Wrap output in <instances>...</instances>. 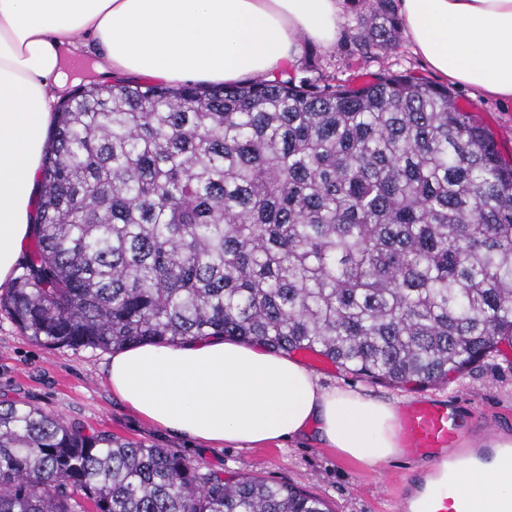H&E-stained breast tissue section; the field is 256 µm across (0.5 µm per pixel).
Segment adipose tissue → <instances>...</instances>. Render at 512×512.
Returning a JSON list of instances; mask_svg holds the SVG:
<instances>
[{"instance_id":"ef3b65f1","label":"adipose tissue","mask_w":512,"mask_h":512,"mask_svg":"<svg viewBox=\"0 0 512 512\" xmlns=\"http://www.w3.org/2000/svg\"><path fill=\"white\" fill-rule=\"evenodd\" d=\"M341 0H0V286L37 217L45 131L67 67L165 82L272 81L302 42L330 46ZM415 52L449 83L512 100V0H402ZM113 394L154 426L218 447L257 448L314 432L368 465L401 448L395 402L327 387L302 362L214 336L115 350Z\"/></svg>"}]
</instances>
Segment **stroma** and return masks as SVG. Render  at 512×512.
Here are the masks:
<instances>
[{
	"label": "stroma",
	"mask_w": 512,
	"mask_h": 512,
	"mask_svg": "<svg viewBox=\"0 0 512 512\" xmlns=\"http://www.w3.org/2000/svg\"><path fill=\"white\" fill-rule=\"evenodd\" d=\"M359 10L357 0H343L336 41L324 47L309 43L292 69L298 75L331 84L357 87L380 72L409 73L438 82L412 50L407 38L396 48L360 56L350 42ZM459 107L474 112L493 132L505 157H512V102L482 98L460 85L450 88ZM110 352L91 348H48L31 341L0 306V401L28 402L61 417L84 432L107 431L115 436L165 448L192 466L224 477L251 475L289 484L326 499L333 512H396L405 477L427 473L430 464L419 457L399 455L376 467L338 456L314 436L263 448L216 447L158 429L113 396L106 380ZM326 385L350 386L380 399L405 403L432 395L477 415L478 424L466 434L474 442L486 433L512 437V345L501 344L457 379L432 385L391 387L364 381L336 365L316 367Z\"/></svg>",
	"instance_id": "obj_1"
}]
</instances>
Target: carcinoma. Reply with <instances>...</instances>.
I'll return each instance as SVG.
<instances>
[{
  "label": "carcinoma",
  "mask_w": 512,
  "mask_h": 512,
  "mask_svg": "<svg viewBox=\"0 0 512 512\" xmlns=\"http://www.w3.org/2000/svg\"><path fill=\"white\" fill-rule=\"evenodd\" d=\"M357 2L356 51L395 48L394 0ZM38 209L3 302L43 345L224 336L403 386L512 344V162L410 75L85 85L54 114ZM0 512L331 510L14 403Z\"/></svg>",
  "instance_id": "1"
}]
</instances>
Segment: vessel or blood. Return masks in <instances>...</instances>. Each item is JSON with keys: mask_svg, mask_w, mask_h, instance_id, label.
<instances>
[{"mask_svg": "<svg viewBox=\"0 0 512 512\" xmlns=\"http://www.w3.org/2000/svg\"><path fill=\"white\" fill-rule=\"evenodd\" d=\"M464 430L453 406L416 399L401 407L397 420L401 446L409 455L429 457L432 475L407 477L408 491L397 500L399 512H468L469 501L455 494L463 477L488 479L482 512H512V497L501 493L512 485V449L498 447L497 436L489 434L471 451L458 453Z\"/></svg>", "mask_w": 512, "mask_h": 512, "instance_id": "vessel-or-blood-1", "label": "vessel or blood"}]
</instances>
